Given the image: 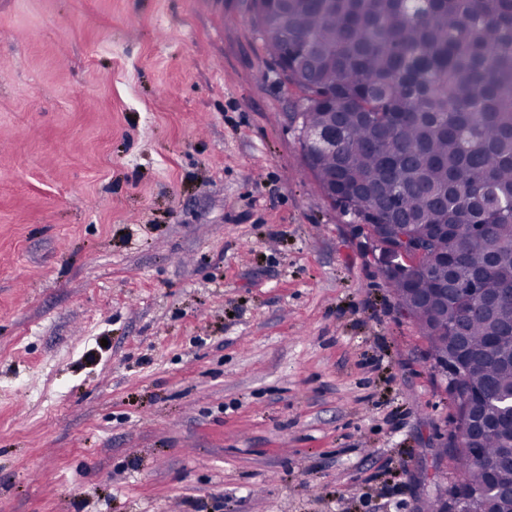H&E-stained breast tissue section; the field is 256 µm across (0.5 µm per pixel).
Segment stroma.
<instances>
[{
  "mask_svg": "<svg viewBox=\"0 0 512 512\" xmlns=\"http://www.w3.org/2000/svg\"><path fill=\"white\" fill-rule=\"evenodd\" d=\"M250 0H0V512H427L447 381L302 154Z\"/></svg>",
  "mask_w": 512,
  "mask_h": 512,
  "instance_id": "obj_1",
  "label": "stroma"
}]
</instances>
